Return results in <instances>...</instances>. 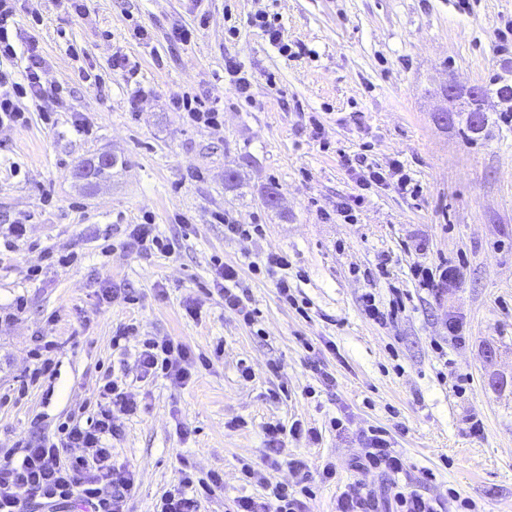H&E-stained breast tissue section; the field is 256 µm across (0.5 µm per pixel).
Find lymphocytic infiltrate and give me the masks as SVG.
<instances>
[{"mask_svg":"<svg viewBox=\"0 0 512 512\" xmlns=\"http://www.w3.org/2000/svg\"><path fill=\"white\" fill-rule=\"evenodd\" d=\"M24 51L27 66L21 78L0 72V125L18 124L24 119L19 96L41 100L47 90L41 82L44 58L37 43H29ZM215 287L224 298V306L252 322L253 313L245 302L249 297L237 265L221 263L214 271ZM141 377L163 374L184 384L189 382L196 363L189 349L168 337L146 340L137 359ZM137 400L112 378H104L98 386V399L91 418L60 425L58 439L34 437L22 445L19 460L0 463V512H28L29 504L21 500L19 491H27L44 505L58 507L73 498H81L93 512H122L126 494L135 483L133 472L115 467L108 446L109 439L120 437L123 416L136 413ZM362 451L353 463L355 469L388 477L383 493L377 494L358 483L347 484L336 500V512H448V500L429 496L400 482L406 466L392 445L389 432L381 427L363 433ZM74 454L63 457L64 449ZM288 467L300 486L299 495L289 494L286 486H270L268 497L242 496L235 502V512H303V496L309 495L308 465L292 458Z\"/></svg>","mask_w":512,"mask_h":512,"instance_id":"f902f5d3","label":"lymphocytic infiltrate"}]
</instances>
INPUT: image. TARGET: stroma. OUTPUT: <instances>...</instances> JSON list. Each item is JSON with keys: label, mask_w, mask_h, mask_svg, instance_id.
I'll return each mask as SVG.
<instances>
[{"label": "stroma", "mask_w": 512, "mask_h": 512, "mask_svg": "<svg viewBox=\"0 0 512 512\" xmlns=\"http://www.w3.org/2000/svg\"><path fill=\"white\" fill-rule=\"evenodd\" d=\"M86 6L79 15L67 0H16L8 22L15 46L38 43L43 83L56 96L23 99L28 123L0 127V461L31 437H57L112 375L140 405L112 443L113 463L135 473L125 512H155L185 466L224 478L199 491L200 512H232L237 497L264 496L242 480L245 461L264 467L271 484L292 483L287 466L265 467L263 427L297 420L322 439H286L283 458H304L314 473L333 461L339 478L315 484L305 512H336L339 484L382 486L377 474L352 467L372 425L389 430L409 480L434 472L423 492L453 489L472 512H512V385H490L495 376L512 381V121L495 99L476 140L464 137V116L446 126L434 119L445 83L512 85V0ZM261 11L278 17L293 54L251 26ZM181 26L194 28L190 43L173 38ZM116 55L138 64L146 90L138 106L112 69ZM231 58L251 75L249 98L224 79ZM185 94L218 101L222 125L170 111ZM77 118L89 135L74 131ZM100 153L117 158L111 178L83 186L79 164ZM363 158L384 170L400 161L415 193L364 189ZM229 167L240 175L231 189ZM270 187L280 197L273 210L262 202ZM358 195L365 201L356 221L337 218V205ZM147 218L168 255L130 246V226ZM228 220L263 233L225 238ZM18 222L25 239L6 245L3 230ZM271 252L287 254L298 304L281 302L272 281L248 279L257 310L249 327L225 309L214 261L245 269ZM66 254L74 262L58 264ZM420 264L447 265L443 292L416 286ZM106 284L117 295L103 303ZM395 287L404 312L369 319L362 296L386 304ZM190 302L197 316L186 315ZM128 324L135 332L114 351L113 334ZM41 336L55 345L56 369L32 382ZM151 336L207 356L208 366L185 385L140 380L136 360ZM315 362L335 386L321 384ZM244 364L251 378L242 377ZM335 418L343 429L332 427Z\"/></svg>", "instance_id": "1"}]
</instances>
